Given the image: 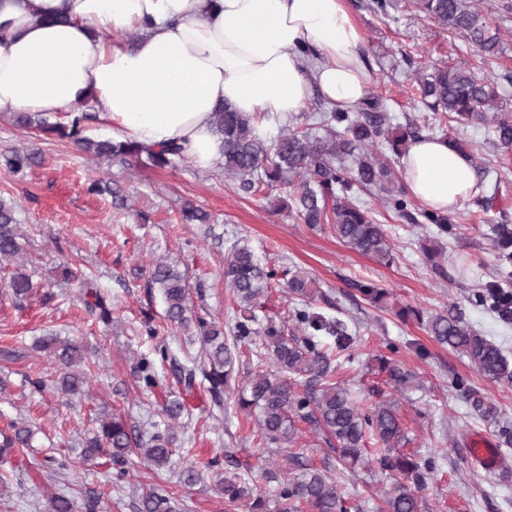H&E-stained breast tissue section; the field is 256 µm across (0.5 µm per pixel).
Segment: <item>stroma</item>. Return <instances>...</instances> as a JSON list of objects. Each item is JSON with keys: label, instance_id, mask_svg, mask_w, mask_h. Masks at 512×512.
<instances>
[{"label": "stroma", "instance_id": "stroma-1", "mask_svg": "<svg viewBox=\"0 0 512 512\" xmlns=\"http://www.w3.org/2000/svg\"><path fill=\"white\" fill-rule=\"evenodd\" d=\"M369 2L348 0V5L364 32L369 91L386 98L394 124L414 123L417 138L428 137L425 124L432 114L416 79L441 66L475 70L497 88L504 111L512 114V0L478 4L501 32L502 50L494 56L440 28L418 10L416 0H395V9L385 14L373 12ZM455 135L476 143V186L472 198L451 212V234L414 223L421 202H413L405 218L387 209L382 195L361 196L391 237L394 260L385 264L352 250L330 230L279 210L277 192H238L219 167L188 162L175 170L148 163L126 169L0 117V155L29 148L42 157L21 179L0 165V199L15 208L24 237L22 262L38 284L32 298L16 301L7 286L9 270L0 271V377L7 384L0 394V430L23 421L36 431L31 447L0 459V483L9 490L0 512H47L55 492L72 499L74 512H84L89 495L98 497V512H137L142 493L153 486L172 493L182 512H244L225 505L213 486L214 472L253 478L268 460L279 463L283 457L268 456L255 420L236 403V390L225 393L223 409L213 407L195 371L198 344L167 322L162 297L147 282L150 265L165 259L186 273L195 312L232 329L240 306L224 282V255L237 240L247 242L262 264L307 271L322 292L318 311L347 323L354 343L350 355L337 354L335 376L360 401L371 403L374 391L388 389L375 355L393 354L415 372L416 385L400 396L397 413L405 435L401 453L435 461L420 491L424 512H512V475H501L503 469L512 471V448L499 449L498 465L491 469L470 456L472 439L492 442L496 435L454 381L467 379L511 421L512 387L485 380L467 357L438 345L424 325L401 315L407 307L428 315L457 306L468 324L512 358V321L472 301L474 289L497 276L493 226L512 225V150L480 130L460 127ZM91 178L118 184L124 206L108 194H87ZM187 199L209 211L210 225L179 223V207ZM69 268L91 273L96 289L112 303L111 322H102L84 304L80 284L65 275ZM365 280L387 289L384 301L374 305L361 298L356 285ZM150 326L156 335H147ZM49 331L82 346L90 362L82 394H62L61 368L35 349V341ZM144 359L156 377L150 388L139 381ZM172 400L184 406L175 421L162 412ZM104 412L124 416L146 438L174 432L170 466L157 469L137 455L121 466L106 455L84 459L82 444ZM296 445L312 467L336 478L353 512H377L392 477L349 470L323 433L309 425H300ZM190 464L202 479L186 486L178 474Z\"/></svg>", "mask_w": 512, "mask_h": 512}]
</instances>
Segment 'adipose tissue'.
<instances>
[{
	"mask_svg": "<svg viewBox=\"0 0 512 512\" xmlns=\"http://www.w3.org/2000/svg\"><path fill=\"white\" fill-rule=\"evenodd\" d=\"M134 32L133 44L118 42ZM364 33L347 0H0V112L91 104L121 140L180 144L200 168L222 159L212 119L231 105L287 120L311 93L340 108L365 98ZM427 208L460 209L475 176L442 139L402 159Z\"/></svg>",
	"mask_w": 512,
	"mask_h": 512,
	"instance_id": "ef3b65f1",
	"label": "adipose tissue"
}]
</instances>
